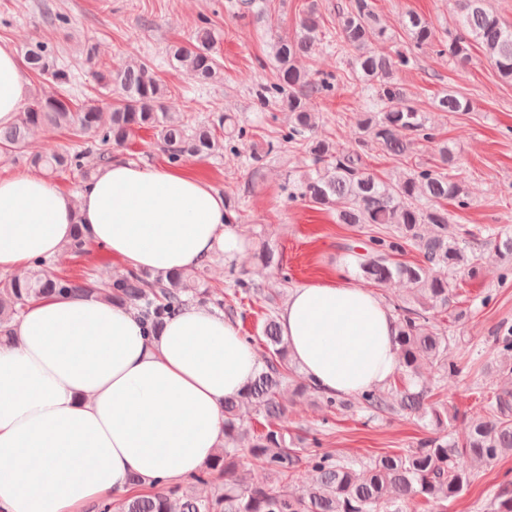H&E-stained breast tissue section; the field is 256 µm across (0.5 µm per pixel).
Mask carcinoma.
Returning a JSON list of instances; mask_svg holds the SVG:
<instances>
[{
	"label": "carcinoma",
	"mask_w": 512,
	"mask_h": 512,
	"mask_svg": "<svg viewBox=\"0 0 512 512\" xmlns=\"http://www.w3.org/2000/svg\"><path fill=\"white\" fill-rule=\"evenodd\" d=\"M488 0H457L458 31L445 39L432 24L415 13L406 15L404 36L417 51L446 52L457 65L469 60L471 48H479L500 78L512 81V27L487 7ZM330 38L316 4L300 18L293 36H277L272 49L275 79L258 85L256 96L266 106L274 103L288 112L287 130L268 142L272 152L281 143L294 144L310 156L312 172L300 181V196L315 205L336 211L340 224H371L383 231L370 236L363 252L347 248V272L357 279L379 286L395 280L413 285V305L397 306L399 312L398 353L403 385L385 392L373 389L358 397L360 407L373 412L400 411L410 414L438 433L400 454H385L355 469L330 452L303 454L293 440H287L285 409L279 401L291 371L288 344L281 336L277 318L267 313L261 336L266 351L261 367L245 391L224 401V447L208 460L190 480L205 483L219 472L224 475L222 491L206 498L188 496L180 487L151 494L131 495L113 510L112 502L98 506V512H403L409 499L421 496L432 502L436 512H447L448 500L463 494L473 482L467 461L486 465L512 456V390L494 394L484 405V414L474 420L466 439L458 442L439 433L448 412L431 401L429 388L419 382L425 361L448 365L449 337L430 321L437 310L453 303L448 275L474 276L481 269V257L472 247L476 241L490 244L499 256L512 262V231L499 227H458L449 222L440 202L451 199L464 209L468 194L457 170L456 153L448 143L438 148L439 163L410 172L398 181L384 180L370 172L364 147L374 145L382 152L405 159L420 141L437 138L425 113L413 107L395 74L414 64L415 55L406 52L378 53L373 45L392 39L375 11L372 0H350L336 11V46L346 52L352 71L364 88L376 93L380 109L367 111L358 147L340 149L315 136L317 114L308 102L327 96L343 76L314 79L296 66V60L311 53ZM216 32L201 26L189 45L169 47L170 66L204 84L217 79ZM28 68L66 84L68 73L58 67L56 56L43 42L25 52ZM98 81L121 90L118 105L104 112L93 100L82 103L66 96L33 98L16 122L0 128V154L5 157L23 151L29 131L37 127L65 130L75 136L94 134L99 144L83 149L61 148L30 158V164L49 176L70 172L90 178L98 167L112 161L108 146L123 145L134 132L155 131L171 163L185 158H205L245 137L232 116L191 125L181 112L164 104L166 88L154 76L151 64L139 60L121 68L95 72ZM441 112H465L468 101L451 90L434 101ZM420 253L419 263L394 259L405 246ZM201 272L192 267L164 277L147 271H128L100 288L90 274L58 275L46 278L32 271L24 278H0V324L18 316L32 301L48 295L65 297L73 293L103 295L121 305L133 307L148 333L157 335L168 317L203 295ZM261 289L243 278L235 280L234 298L253 300ZM499 368L512 373V326H499L493 336ZM263 419V430L242 444L245 416ZM264 465L274 478L272 484L245 485L236 478L244 457ZM314 472L313 480L298 495L283 490L301 467ZM491 512H512V480L497 486Z\"/></svg>",
	"instance_id": "cac0c4a2"
}]
</instances>
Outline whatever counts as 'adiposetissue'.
Listing matches in <instances>:
<instances>
[{"mask_svg":"<svg viewBox=\"0 0 512 512\" xmlns=\"http://www.w3.org/2000/svg\"><path fill=\"white\" fill-rule=\"evenodd\" d=\"M26 94L0 44V127ZM223 196L176 170L114 159L77 196L42 176L0 178V274L57 256L74 230L134 270L181 271L244 241ZM293 361L320 393L359 394L396 371L398 321L371 290L330 278L278 313ZM0 344V512H87L198 471L224 445V401L259 368L215 309L191 305L147 335L131 307L97 295L29 304Z\"/></svg>","mask_w":512,"mask_h":512,"instance_id":"adipose-tissue-1","label":"adipose tissue"}]
</instances>
